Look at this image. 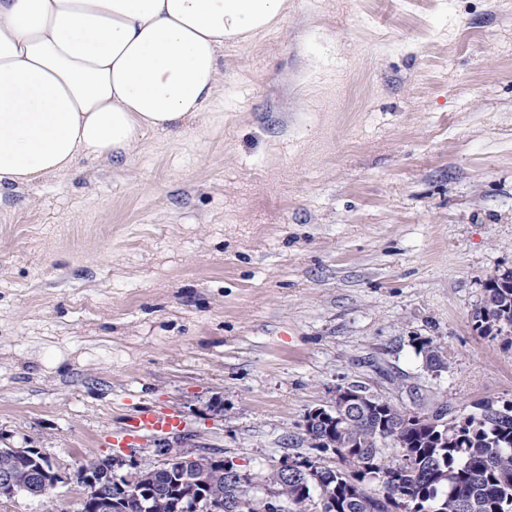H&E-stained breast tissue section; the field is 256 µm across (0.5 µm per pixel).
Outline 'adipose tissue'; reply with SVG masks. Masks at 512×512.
Returning <instances> with one entry per match:
<instances>
[{
    "mask_svg": "<svg viewBox=\"0 0 512 512\" xmlns=\"http://www.w3.org/2000/svg\"><path fill=\"white\" fill-rule=\"evenodd\" d=\"M288 0H0V186L181 135L210 107L225 45Z\"/></svg>",
    "mask_w": 512,
    "mask_h": 512,
    "instance_id": "1",
    "label": "adipose tissue"
}]
</instances>
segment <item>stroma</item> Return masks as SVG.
I'll return each mask as SVG.
<instances>
[{
    "mask_svg": "<svg viewBox=\"0 0 512 512\" xmlns=\"http://www.w3.org/2000/svg\"><path fill=\"white\" fill-rule=\"evenodd\" d=\"M506 269L512 0H292L180 136L0 192V448L70 478L0 512H80L82 466L164 442L262 475L317 456L304 416L340 386L512 400V338L473 326ZM153 409L184 431L118 449Z\"/></svg>",
    "mask_w": 512,
    "mask_h": 512,
    "instance_id": "35a3bbf8",
    "label": "stroma"
}]
</instances>
